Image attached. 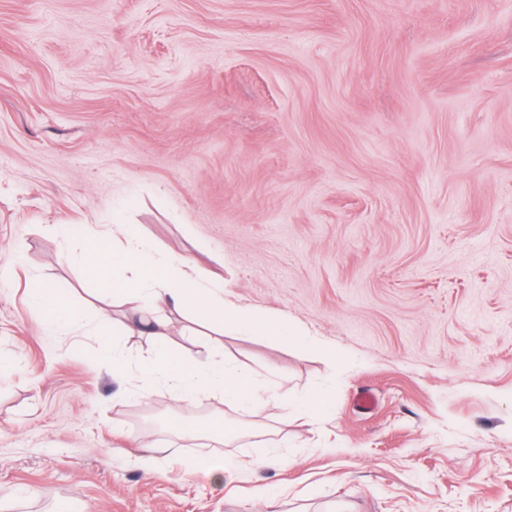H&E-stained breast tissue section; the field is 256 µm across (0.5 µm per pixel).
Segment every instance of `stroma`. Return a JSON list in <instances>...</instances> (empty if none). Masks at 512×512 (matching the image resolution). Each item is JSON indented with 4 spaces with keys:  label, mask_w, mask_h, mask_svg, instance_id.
Wrapping results in <instances>:
<instances>
[{
    "label": "stroma",
    "mask_w": 512,
    "mask_h": 512,
    "mask_svg": "<svg viewBox=\"0 0 512 512\" xmlns=\"http://www.w3.org/2000/svg\"><path fill=\"white\" fill-rule=\"evenodd\" d=\"M113 223L321 344L225 329L277 406L42 327L36 280L121 320L64 259ZM0 512H512V0H0ZM293 409L299 416L305 418L325 415L328 412L326 401L314 393H308L299 398L294 404Z\"/></svg>",
    "instance_id": "stroma-1"
}]
</instances>
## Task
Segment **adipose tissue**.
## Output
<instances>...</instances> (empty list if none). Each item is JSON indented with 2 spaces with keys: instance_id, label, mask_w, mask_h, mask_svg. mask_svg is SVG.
<instances>
[{
  "instance_id": "1",
  "label": "adipose tissue",
  "mask_w": 512,
  "mask_h": 512,
  "mask_svg": "<svg viewBox=\"0 0 512 512\" xmlns=\"http://www.w3.org/2000/svg\"><path fill=\"white\" fill-rule=\"evenodd\" d=\"M73 259L106 283L114 297L130 304L129 331L153 336L160 345L150 370L171 398L191 401L207 394L225 405L247 410L276 404V394L259 392L250 374L210 364V357L219 353L216 346L205 345L199 355L190 351L173 353L165 344L176 315L192 323L205 322L218 334L229 323L247 335L284 334L289 341L303 343V335L286 333L280 317L234 304L225 298L223 289L190 274L184 260L159 253L147 240L124 233L119 224L113 225L108 242L101 233L84 234ZM72 292L71 283L66 281L51 289H33L31 301L43 327L69 335L88 328L85 318L69 302Z\"/></svg>"
}]
</instances>
